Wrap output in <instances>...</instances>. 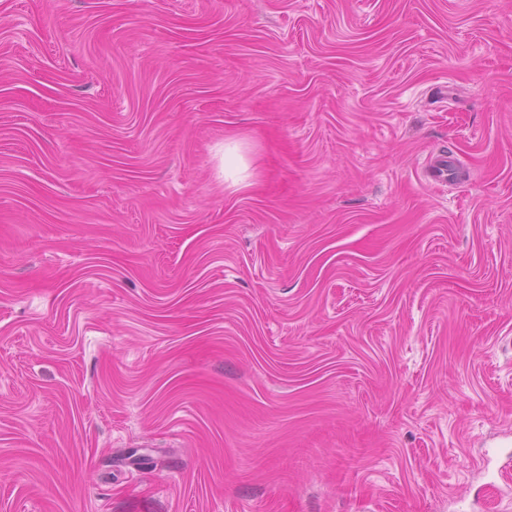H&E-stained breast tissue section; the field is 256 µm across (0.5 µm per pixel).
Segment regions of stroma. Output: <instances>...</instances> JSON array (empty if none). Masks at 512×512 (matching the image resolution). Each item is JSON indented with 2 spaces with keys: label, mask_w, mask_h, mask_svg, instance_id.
<instances>
[{
  "label": "stroma",
  "mask_w": 512,
  "mask_h": 512,
  "mask_svg": "<svg viewBox=\"0 0 512 512\" xmlns=\"http://www.w3.org/2000/svg\"><path fill=\"white\" fill-rule=\"evenodd\" d=\"M0 512H512V0H0ZM426 173L430 184L440 185L454 175V166L447 154L439 153L431 158Z\"/></svg>",
  "instance_id": "1"
}]
</instances>
